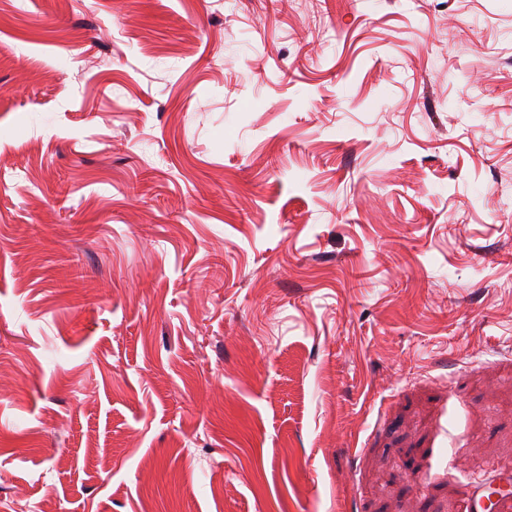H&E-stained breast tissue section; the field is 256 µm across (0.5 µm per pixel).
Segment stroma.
I'll list each match as a JSON object with an SVG mask.
<instances>
[{
    "mask_svg": "<svg viewBox=\"0 0 512 512\" xmlns=\"http://www.w3.org/2000/svg\"><path fill=\"white\" fill-rule=\"evenodd\" d=\"M509 475L512 0H0V512Z\"/></svg>",
    "mask_w": 512,
    "mask_h": 512,
    "instance_id": "obj_1",
    "label": "stroma"
}]
</instances>
